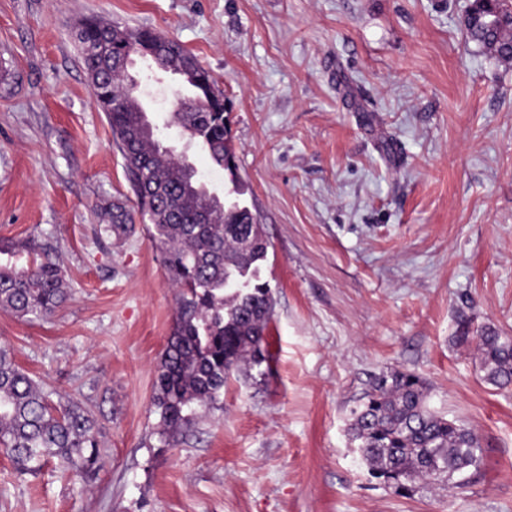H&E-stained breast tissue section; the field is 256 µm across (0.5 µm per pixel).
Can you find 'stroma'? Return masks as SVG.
Returning <instances> with one entry per match:
<instances>
[{"mask_svg":"<svg viewBox=\"0 0 512 512\" xmlns=\"http://www.w3.org/2000/svg\"><path fill=\"white\" fill-rule=\"evenodd\" d=\"M469 0H0V242H51L68 271L55 316L0 312L32 378L79 394L103 466L69 478L0 454V512H512V389L483 378L461 321L512 336V64L466 40ZM94 17L179 41L224 93L246 205L268 242L273 372L224 386L165 445L152 405L175 316L125 160L76 34ZM177 143L174 97L142 86ZM478 437L465 488L406 497L348 440L382 370Z\"/></svg>","mask_w":512,"mask_h":512,"instance_id":"1","label":"stroma"}]
</instances>
